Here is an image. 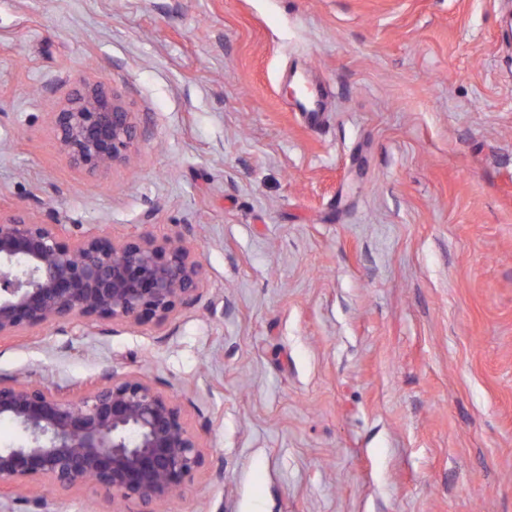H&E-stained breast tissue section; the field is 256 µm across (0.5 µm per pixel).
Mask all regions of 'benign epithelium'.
I'll return each instance as SVG.
<instances>
[{"label":"benign epithelium","instance_id":"1","mask_svg":"<svg viewBox=\"0 0 512 512\" xmlns=\"http://www.w3.org/2000/svg\"><path fill=\"white\" fill-rule=\"evenodd\" d=\"M53 123L61 149L90 171L125 159L133 139L131 113L98 85L75 90ZM202 296V266L180 237L73 240L63 224L0 213V340L71 321L161 326ZM0 417L26 434L0 448V500L42 478L57 491L89 482L149 506L203 462L179 403L140 378L112 373L76 393L0 378Z\"/></svg>","mask_w":512,"mask_h":512}]
</instances>
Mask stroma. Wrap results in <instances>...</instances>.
<instances>
[{
    "label": "stroma",
    "instance_id": "obj_1",
    "mask_svg": "<svg viewBox=\"0 0 512 512\" xmlns=\"http://www.w3.org/2000/svg\"><path fill=\"white\" fill-rule=\"evenodd\" d=\"M512 0H0V211L182 237L161 326L35 328L0 377L173 396L204 456L155 512H512ZM329 95L317 118L287 93ZM131 112L90 172L52 115ZM143 512L27 482V512ZM53 123L61 149L89 171L125 159L133 139L131 113L99 85L75 90L70 106L53 113Z\"/></svg>",
    "mask_w": 512,
    "mask_h": 512
}]
</instances>
